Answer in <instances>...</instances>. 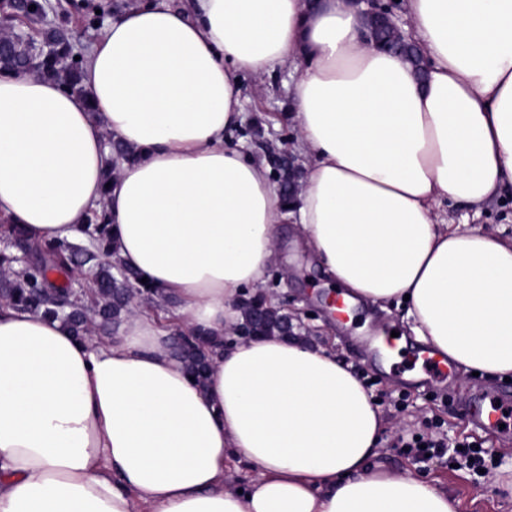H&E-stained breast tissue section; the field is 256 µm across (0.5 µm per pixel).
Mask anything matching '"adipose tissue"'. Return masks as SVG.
Instances as JSON below:
<instances>
[{
	"instance_id": "1",
	"label": "adipose tissue",
	"mask_w": 512,
	"mask_h": 512,
	"mask_svg": "<svg viewBox=\"0 0 512 512\" xmlns=\"http://www.w3.org/2000/svg\"><path fill=\"white\" fill-rule=\"evenodd\" d=\"M405 17L422 79L351 0H141L102 28L82 92L0 72V220L80 241L105 208L117 260L176 302L85 340L0 304V512H459L374 465L381 408L335 352L237 334L289 221L345 301L404 306L433 352L512 376V238L470 223L512 192V0ZM284 66L310 158L289 207L226 140L241 77ZM176 327L220 341L205 383L170 354Z\"/></svg>"
}]
</instances>
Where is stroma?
I'll return each instance as SVG.
<instances>
[{
  "label": "stroma",
  "instance_id": "stroma-1",
  "mask_svg": "<svg viewBox=\"0 0 512 512\" xmlns=\"http://www.w3.org/2000/svg\"><path fill=\"white\" fill-rule=\"evenodd\" d=\"M124 0H49L48 19L65 29L74 51L89 53L100 33L89 19V6L98 5L104 15H116L123 9ZM298 78L292 68L284 67L260 77L244 76L241 95L245 119L230 136L231 143H243L256 160H264L268 148L294 149L296 129L290 116L289 95ZM295 227H281V246L269 277L262 287L273 302L287 301L299 314V325L306 338L318 345L331 346L337 357L351 364L370 380L375 396L390 393L403 397L401 407L383 402L381 410L387 428L378 457L379 463L395 473L422 475L439 488L455 496L460 512H512V500L502 497L495 480L502 472L512 470V431L505 435L483 433L475 429L468 404L478 397L495 394L512 395V381L487 375L451 372L418 374L416 382H405L404 371L413 370L425 345L410 332V323L403 308L389 307L375 311L374 323H366L362 305H355L346 316H336L319 301L316 293L329 288L330 281L309 252L296 244ZM395 322L406 336L402 349L403 363L385 370L390 350L378 335L377 319ZM440 426L448 443L468 439L482 444L493 465L483 474L455 466V452L440 458L406 455L392 448L393 439L411 429L425 432L428 423Z\"/></svg>",
  "mask_w": 512,
  "mask_h": 512
}]
</instances>
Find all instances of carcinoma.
I'll use <instances>...</instances> for the list:
<instances>
[{
    "label": "carcinoma",
    "mask_w": 512,
    "mask_h": 512,
    "mask_svg": "<svg viewBox=\"0 0 512 512\" xmlns=\"http://www.w3.org/2000/svg\"><path fill=\"white\" fill-rule=\"evenodd\" d=\"M11 11L0 18V69L32 72L57 80L73 91H82L85 58L74 60L77 53L56 28L41 31L42 42L15 24V16L24 17L32 25L44 23L49 4L43 2L37 10L26 0H11ZM106 212H94L85 225L88 243L80 244L65 239L31 242L19 228L15 245L24 247L31 260L24 263L21 275L12 272V264L21 261L19 255L0 253V303L23 312L41 313L59 319L77 336L108 333L119 324L122 315L132 309L133 298L157 296L161 302L171 299L143 283L139 276L112 259L106 233ZM80 265L93 272L91 282L85 285L81 298L71 297L74 266ZM263 302L269 307V317L263 331L272 335L284 332L287 321L283 312L263 292L242 300L244 322L238 327L241 335L255 330L250 305ZM174 356L182 360L195 380L204 383L211 361L204 351L200 337L189 335V347Z\"/></svg>",
    "instance_id": "cac0c4a2"
}]
</instances>
